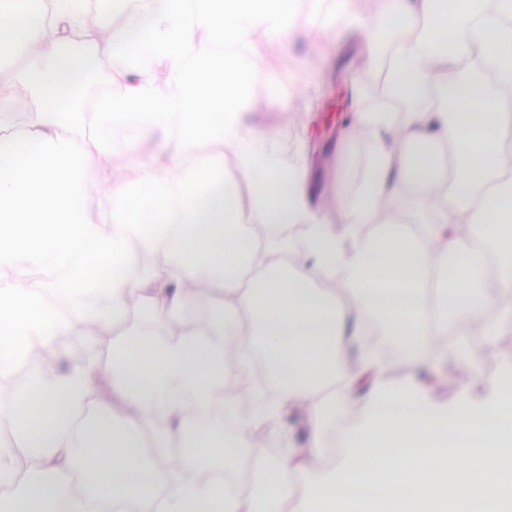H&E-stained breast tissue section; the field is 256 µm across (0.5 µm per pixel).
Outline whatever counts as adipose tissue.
Listing matches in <instances>:
<instances>
[{
  "mask_svg": "<svg viewBox=\"0 0 512 512\" xmlns=\"http://www.w3.org/2000/svg\"><path fill=\"white\" fill-rule=\"evenodd\" d=\"M51 17H36L32 0H0V50L21 56L0 79V379L24 363L30 377L0 404L10 409L15 448L41 472L0 512H283L298 480H307L303 512H512V362L482 400L448 408L434 404L417 382L393 384L367 338L368 326L417 365L454 333L461 357L475 362L468 339L495 341L496 315L512 317V0H380L364 33L379 56L390 29L426 20L420 35L392 53L385 80L406 105L407 120L359 112L355 126L377 133L370 168L353 204L313 210L304 176L266 143L270 132L246 127L251 101L245 70H230L238 53L272 36L288 43L296 28L295 0H137L119 28L97 13L103 39L67 54L82 27L83 0H55ZM211 47L199 54L195 38ZM116 60L109 79L121 96L88 99L100 58ZM476 60L494 89L481 98L477 82L456 75ZM182 73L187 96L173 107L155 88L158 65ZM30 99L17 125L19 90ZM450 108L426 105L430 93ZM130 122L122 157L141 176L110 186L103 232L89 202L98 188L99 149L89 113ZM449 142L454 177L434 145ZM152 142L143 153V142ZM212 143L201 151L202 143ZM233 148L248 177L240 193L224 174L223 146ZM425 196L420 234L413 217L378 221L376 203L401 187ZM301 225L302 252L288 250L274 230ZM376 225L372 235L358 233ZM139 251L163 253L145 268ZM48 270L46 280L30 275ZM203 281L215 302L209 336L187 330L191 300L182 284ZM70 297L61 310L57 293ZM138 296L141 320L127 324L128 299ZM185 327L160 340V321ZM124 325L112 362L72 365L45 377L30 355L68 334L74 324ZM232 339L237 377L249 379L262 358L270 389L251 387V419L239 422L238 399L224 391V341ZM120 407L99 403L90 428L80 411L100 373ZM363 374L372 385L357 396ZM343 389H336V382ZM224 407V430L198 435L174 464L148 462L146 447H165L168 429L152 424L187 411ZM283 406L306 413L312 444L273 457L256 431ZM332 437L343 455L325 471L320 450ZM15 448H0V485L16 481ZM248 481L234 488L197 480L223 466Z\"/></svg>",
  "mask_w": 512,
  "mask_h": 512,
  "instance_id": "ef3b65f1",
  "label": "adipose tissue"
}]
</instances>
